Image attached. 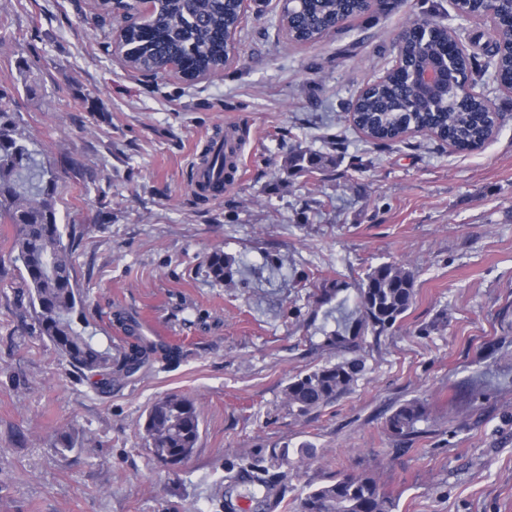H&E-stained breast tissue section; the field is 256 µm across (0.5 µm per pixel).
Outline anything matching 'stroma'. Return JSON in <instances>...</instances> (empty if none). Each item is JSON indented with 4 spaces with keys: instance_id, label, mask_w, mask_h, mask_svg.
<instances>
[{
    "instance_id": "35a3bbf8",
    "label": "stroma",
    "mask_w": 512,
    "mask_h": 512,
    "mask_svg": "<svg viewBox=\"0 0 512 512\" xmlns=\"http://www.w3.org/2000/svg\"><path fill=\"white\" fill-rule=\"evenodd\" d=\"M279 10L247 0L231 64L189 82L128 68L96 0H0V96L57 168L86 332L116 350V315L145 317L174 349L115 386L73 368L41 335L15 227L0 224V512H211L225 462L304 444L316 458L288 472L275 512H300L341 471L377 473L396 512H512V93L478 55L475 88L502 116L481 149L425 134L371 143L348 107L403 30L427 19L466 44L475 23L454 0H400L298 45ZM229 124L245 175L200 199L191 170ZM298 147L337 164L292 175ZM217 248L234 260L221 285L205 266ZM384 262L413 269L412 307L399 328L354 340L367 372L349 394L295 419L284 388L335 358L325 336L355 326L360 283ZM170 393L195 399L201 421L174 468L141 436ZM416 398L420 434L393 437L388 416Z\"/></svg>"
}]
</instances>
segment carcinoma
<instances>
[{"mask_svg":"<svg viewBox=\"0 0 512 512\" xmlns=\"http://www.w3.org/2000/svg\"><path fill=\"white\" fill-rule=\"evenodd\" d=\"M389 0H287L280 24L289 40L314 44L339 31L348 22L371 17ZM460 9L478 25L493 32L485 52L505 81H512V0H501L495 13L485 0H463ZM243 0H154L148 29L126 27L118 39V52L134 71L158 76L164 62L177 59L196 72L224 69L235 53L241 30ZM448 28L425 20L403 31L398 54L403 68L373 83L350 107L351 122L376 144L399 142L413 129L459 152H472L491 138L492 109L467 90L476 71V57L459 52L447 56ZM425 64L452 65L453 82L423 89L409 71ZM336 165V158L298 148L288 156L294 175L311 176ZM58 185L45 164L36 160L7 110L0 107V224L18 227L11 246L19 274L29 289L30 303L40 332L70 365L91 374L104 373L122 381L140 370L156 351L154 344L135 334L125 320V333L135 338L114 356L76 327L84 297L72 270L73 235L58 219ZM232 258L216 249L206 259L208 276L216 283L232 278ZM412 271L396 263L371 268L358 288L359 330L380 337L392 330L415 299ZM366 373L365 360L344 354L307 373L292 377L284 390L289 412L307 418L347 394ZM426 418L419 399L397 406L386 420L396 438L418 433ZM151 456L160 463L182 464L193 454L200 438V412L195 400L178 393L155 401L142 426ZM308 448H259L225 466L224 482L231 487L248 480L260 512H271L278 502L284 469L300 470L312 458ZM223 485V486H225ZM218 486L214 512H236V505ZM396 503L379 477L372 473L342 472L326 484L310 489L301 512H395Z\"/></svg>","mask_w":512,"mask_h":512,"instance_id":"obj_1","label":"carcinoma"}]
</instances>
